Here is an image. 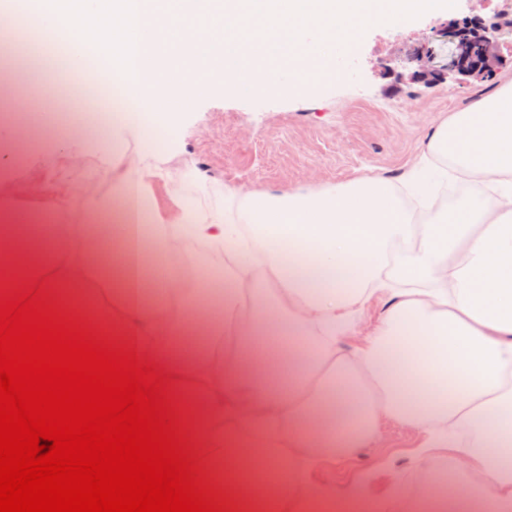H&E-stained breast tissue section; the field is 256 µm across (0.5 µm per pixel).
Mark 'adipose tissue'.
Listing matches in <instances>:
<instances>
[{"label":"adipose tissue","mask_w":512,"mask_h":512,"mask_svg":"<svg viewBox=\"0 0 512 512\" xmlns=\"http://www.w3.org/2000/svg\"><path fill=\"white\" fill-rule=\"evenodd\" d=\"M435 0H0V25L63 49L138 135L135 157L103 134L118 170L107 227L52 230L0 209V269L67 289H112L107 329L176 380L192 377L194 437L224 461L213 478L239 512H403L405 495L313 485L314 465L382 440L384 417L419 428L421 460L449 451L418 492L448 512L478 502L512 512V84L454 113L399 182L365 176L278 194L216 189L201 215L150 201L156 151L182 134L181 111L219 89L264 101L307 92L354 66L356 41L400 28ZM475 192L449 201L448 178ZM223 249L197 260L193 291L174 273L176 240ZM386 305L356 328L372 300ZM231 333L225 359L208 337ZM359 334L353 351L339 345Z\"/></svg>","instance_id":"1"}]
</instances>
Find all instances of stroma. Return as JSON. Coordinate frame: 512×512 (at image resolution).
I'll return each instance as SVG.
<instances>
[{"label": "stroma", "instance_id": "stroma-1", "mask_svg": "<svg viewBox=\"0 0 512 512\" xmlns=\"http://www.w3.org/2000/svg\"><path fill=\"white\" fill-rule=\"evenodd\" d=\"M502 10L512 14V0H445L441 10L404 27L371 30L353 47V77L303 96L256 102L214 91L196 99L181 114L180 141L155 158L162 173L152 184L158 208L174 215L176 200L188 196L211 211L220 204L215 188L225 185L279 193L334 189L364 174L399 181L438 124L512 82V27L493 31L500 59L484 75L415 83L406 55L435 26L487 20ZM65 106L56 94L39 97L37 122L48 136L0 159V183L9 184V202L20 213L40 215L51 199L55 223H111V214L92 215L88 199L111 195L112 163L95 151L92 132L71 131ZM381 428L382 442L317 465L315 482L339 489L360 484L370 497L384 498L424 472L417 454L422 431L389 418Z\"/></svg>", "mask_w": 512, "mask_h": 512}]
</instances>
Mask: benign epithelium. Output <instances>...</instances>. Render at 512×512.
Here are the masks:
<instances>
[{"label":"benign epithelium","mask_w":512,"mask_h":512,"mask_svg":"<svg viewBox=\"0 0 512 512\" xmlns=\"http://www.w3.org/2000/svg\"><path fill=\"white\" fill-rule=\"evenodd\" d=\"M493 29V25L480 18L453 21L434 29L432 40L449 46L448 62L444 65L436 64L435 47L424 45L410 55L411 78L433 83L445 80L450 74L469 77L490 71L497 61L496 44L489 37V32Z\"/></svg>","instance_id":"1"}]
</instances>
